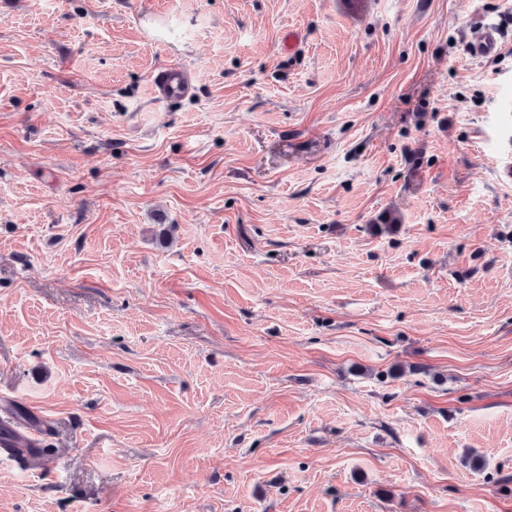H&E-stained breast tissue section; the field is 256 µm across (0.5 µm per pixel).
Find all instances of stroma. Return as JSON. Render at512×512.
Wrapping results in <instances>:
<instances>
[{"label": "stroma", "instance_id": "1", "mask_svg": "<svg viewBox=\"0 0 512 512\" xmlns=\"http://www.w3.org/2000/svg\"><path fill=\"white\" fill-rule=\"evenodd\" d=\"M507 16L0 0V512H512ZM503 38V28L499 24L488 23L476 38L466 43L465 52L473 59L493 56L499 51ZM189 89L185 71L177 66L168 68L153 83L154 96L165 101L179 99L186 95ZM16 436L15 438H8V439H4L2 438V441H1V437H0V446H9V445H13L15 446V448H7V449H12L13 452L17 455H25V454H28V455H32V451H31V448H28L26 446H31V447H38L40 445V442H41V439H42V436H43V431L41 429H26L24 431H19V430H16ZM19 444H23V445H26V446H18Z\"/></svg>", "mask_w": 512, "mask_h": 512}]
</instances>
